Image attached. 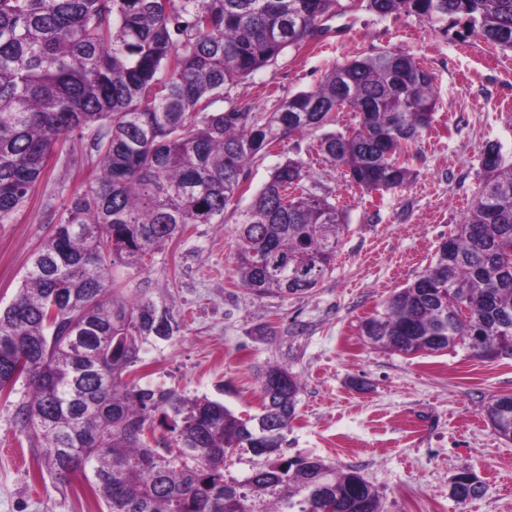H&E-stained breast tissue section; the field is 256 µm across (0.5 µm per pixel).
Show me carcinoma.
<instances>
[{
  "instance_id": "1",
  "label": "carcinoma",
  "mask_w": 512,
  "mask_h": 512,
  "mask_svg": "<svg viewBox=\"0 0 512 512\" xmlns=\"http://www.w3.org/2000/svg\"><path fill=\"white\" fill-rule=\"evenodd\" d=\"M382 17L465 20L512 50V0H360ZM341 0H0V224H10L71 134L95 129L99 173L64 206L18 291L0 307V394L24 380L13 423L43 448L39 469L83 481L106 512H382L356 469L289 457L302 386L288 368L261 372L260 411L237 416L208 398L143 387L142 343L176 321L110 276L191 224L238 212L235 267L257 297L305 294L333 268L347 228L329 196L305 188L307 164L275 167L237 211L246 168L268 146L312 134L330 114L354 119L318 138L324 158L368 193L415 179L412 146L435 122L434 78L395 49L336 64L318 86L256 113L234 86L326 32ZM474 205L448 247L361 324L368 342L405 355L461 346L471 357H512V158L481 153ZM483 408L512 440V406ZM164 429L168 437H159ZM263 460L229 479V452ZM456 474L459 503L482 493Z\"/></svg>"
}]
</instances>
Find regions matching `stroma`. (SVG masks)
<instances>
[{
	"instance_id": "obj_1",
	"label": "stroma",
	"mask_w": 512,
	"mask_h": 512,
	"mask_svg": "<svg viewBox=\"0 0 512 512\" xmlns=\"http://www.w3.org/2000/svg\"><path fill=\"white\" fill-rule=\"evenodd\" d=\"M321 41L287 48L233 96L255 112L309 91L329 67L386 49L413 55L434 78L436 121L414 147L408 189L363 194L318 153V137L295 136L250 164L240 208L274 166L309 164L307 188L335 199L348 224L333 271L309 293L258 298L235 273L236 220L193 224L157 251L142 271L116 270L178 321L167 339L150 338L136 367L141 385L208 397L241 416L257 414L259 373L288 368L303 389L287 436L291 456L358 468L385 512H512V441L481 416L491 396L512 394V359L478 360L462 348L415 355L374 348L361 323L414 280L473 206L479 155L489 143L512 156V50L495 48L465 24L447 31L414 16L350 10L330 18ZM99 170L92 130L55 154L12 223L0 224V306L14 298L33 252L52 233L53 212ZM26 392L0 396V512H100L79 485L40 478L39 449L12 417ZM474 470L481 497L460 503L452 476Z\"/></svg>"
}]
</instances>
